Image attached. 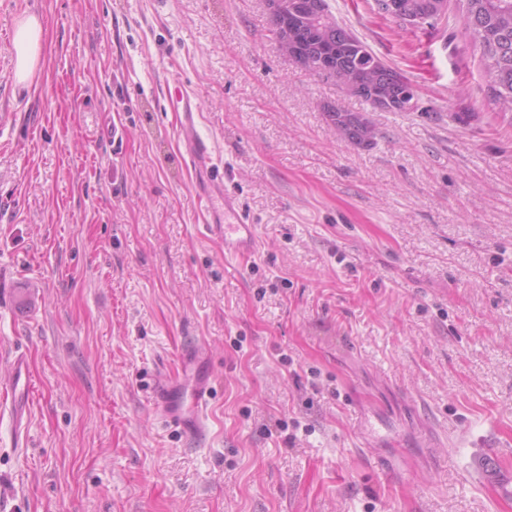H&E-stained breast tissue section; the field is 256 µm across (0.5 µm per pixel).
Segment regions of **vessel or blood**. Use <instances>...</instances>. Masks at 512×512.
I'll return each mask as SVG.
<instances>
[{
    "label": "vessel or blood",
    "mask_w": 512,
    "mask_h": 512,
    "mask_svg": "<svg viewBox=\"0 0 512 512\" xmlns=\"http://www.w3.org/2000/svg\"><path fill=\"white\" fill-rule=\"evenodd\" d=\"M167 99L179 120V134L186 160L191 168L209 169L213 166V147L198 130L199 108L179 78L167 81ZM208 210H222L224 223V252L230 256L244 257L254 252L257 238L253 224L248 223L235 202L224 194V181L211 177L201 192ZM183 381L162 384L156 391L154 411L165 423L179 428L187 439L203 436L207 429L208 406L214 378L202 352L197 349L183 351L180 355ZM33 395V383L28 362L15 356L11 362L10 381L0 397L9 400L15 426H22Z\"/></svg>",
    "instance_id": "1"
}]
</instances>
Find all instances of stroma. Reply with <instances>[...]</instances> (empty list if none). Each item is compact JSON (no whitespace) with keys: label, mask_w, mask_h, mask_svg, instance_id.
I'll return each instance as SVG.
<instances>
[{"label":"stroma","mask_w":512,"mask_h":512,"mask_svg":"<svg viewBox=\"0 0 512 512\" xmlns=\"http://www.w3.org/2000/svg\"><path fill=\"white\" fill-rule=\"evenodd\" d=\"M327 3L416 109L288 61L265 0L0 14V384L22 353L36 389L25 433L0 403V512H512L488 480L490 452L512 470V113L455 10ZM26 13L44 37L21 89ZM173 75L256 227L247 261L205 228ZM191 345L215 379L196 441L153 410ZM427 1L428 0H406L405 1L406 9L408 11L412 12L413 14L422 15V17H424L423 20L420 17L413 16L407 12H403V9L400 6L402 3V2H400V0H379V6H380L379 9H382L383 11H387L390 13L397 14V15L403 17L409 23L419 22L418 25H423L425 23L432 25L431 21H436L444 15L433 14L429 9L430 4ZM384 14H387V13H384ZM387 15L391 16L392 18H394L395 20H398L400 22H403V23L405 22L403 19H401V17L395 16L392 14H387ZM43 36L41 17L27 14L18 20L12 44L15 56L14 78L20 87H27L34 78L40 62ZM327 116L337 130L349 141L361 139L366 127L370 130V137L366 144L363 142L359 146H369L376 137L375 128L372 122L361 112H346L338 109L337 112H327Z\"/></svg>","instance_id":"obj_1"}]
</instances>
